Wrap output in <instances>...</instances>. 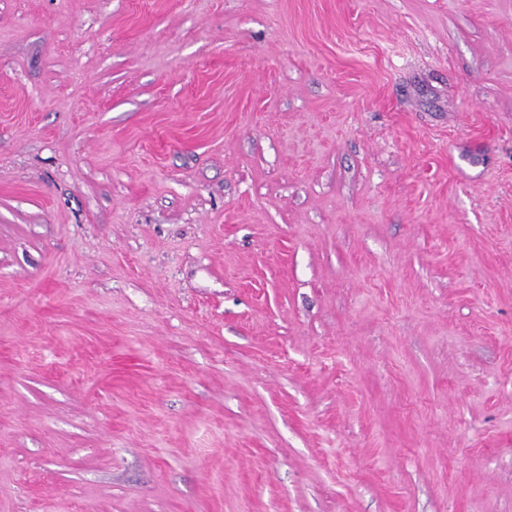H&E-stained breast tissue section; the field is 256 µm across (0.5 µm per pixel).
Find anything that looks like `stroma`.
Segmentation results:
<instances>
[{"mask_svg": "<svg viewBox=\"0 0 512 512\" xmlns=\"http://www.w3.org/2000/svg\"><path fill=\"white\" fill-rule=\"evenodd\" d=\"M0 512H512V0H0Z\"/></svg>", "mask_w": 512, "mask_h": 512, "instance_id": "1", "label": "stroma"}]
</instances>
